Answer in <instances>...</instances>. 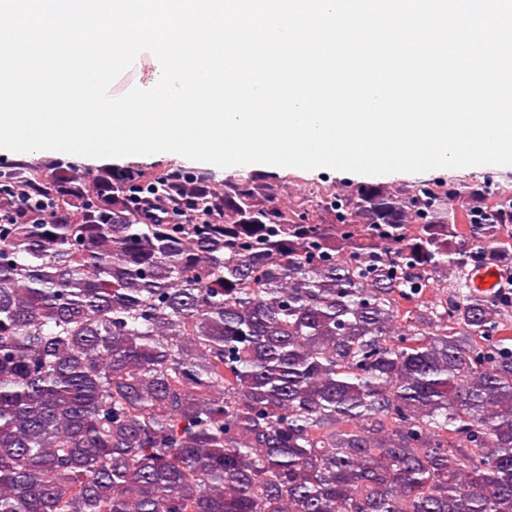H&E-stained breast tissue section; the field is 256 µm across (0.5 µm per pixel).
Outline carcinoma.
Returning a JSON list of instances; mask_svg holds the SVG:
<instances>
[{
  "instance_id": "obj_1",
  "label": "carcinoma",
  "mask_w": 512,
  "mask_h": 512,
  "mask_svg": "<svg viewBox=\"0 0 512 512\" xmlns=\"http://www.w3.org/2000/svg\"><path fill=\"white\" fill-rule=\"evenodd\" d=\"M489 191L0 163V512H512ZM503 275L504 270L498 267L479 264L471 269L470 280L477 293L492 296L496 293L497 286L502 282Z\"/></svg>"
}]
</instances>
